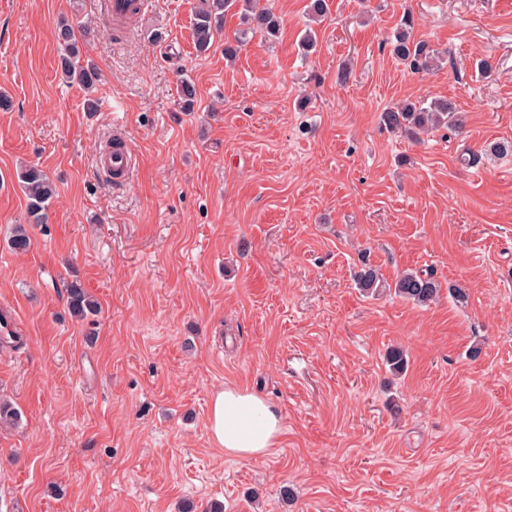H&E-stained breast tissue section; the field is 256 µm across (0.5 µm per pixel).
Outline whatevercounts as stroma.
<instances>
[{
    "mask_svg": "<svg viewBox=\"0 0 512 512\" xmlns=\"http://www.w3.org/2000/svg\"><path fill=\"white\" fill-rule=\"evenodd\" d=\"M143 2L116 38L105 0H0V311L24 338L0 347L20 413L0 425V512H512V154L486 151L512 141V0H330L318 23L309 0H264L278 37L232 62L237 11L200 53L197 0ZM407 10L438 69L392 57ZM62 17L87 26L97 111L57 69ZM436 98L461 131L380 122ZM117 131L135 159L120 184L97 165ZM25 164L57 196L17 253ZM365 261L390 282L433 271L468 302L364 296ZM74 281L96 317L71 315ZM226 387L278 411L271 456L214 444Z\"/></svg>",
    "mask_w": 512,
    "mask_h": 512,
    "instance_id": "stroma-1",
    "label": "stroma"
}]
</instances>
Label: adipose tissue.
<instances>
[{"mask_svg":"<svg viewBox=\"0 0 512 512\" xmlns=\"http://www.w3.org/2000/svg\"><path fill=\"white\" fill-rule=\"evenodd\" d=\"M209 429L226 455L264 458L276 445L281 421L277 410L263 398L227 387L212 396Z\"/></svg>","mask_w":512,"mask_h":512,"instance_id":"ef3b65f1","label":"adipose tissue"}]
</instances>
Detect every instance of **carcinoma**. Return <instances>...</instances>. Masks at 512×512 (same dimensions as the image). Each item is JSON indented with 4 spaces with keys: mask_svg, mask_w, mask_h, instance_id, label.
<instances>
[{
    "mask_svg": "<svg viewBox=\"0 0 512 512\" xmlns=\"http://www.w3.org/2000/svg\"><path fill=\"white\" fill-rule=\"evenodd\" d=\"M241 7V16L247 28L241 30L234 40L224 43V55L235 58L248 34L261 33L273 36L279 31V20L273 11L255 0H198L194 14V33L198 49L206 51L214 37L224 24V16L234 7ZM414 17L410 12L402 15L399 24L390 39L391 53L405 67L414 73L431 69L437 62V53L429 44L414 36ZM55 37L58 46V68L62 78L78 84L86 90H92L100 80L96 66L84 59V43L76 35L75 25L68 20H60L55 25ZM181 99L183 108L191 110L197 100L194 83L186 78L181 81ZM382 120L393 131H401L412 137L429 133L439 128L458 129L461 118L456 104L450 99H436L429 105L401 104L386 109ZM19 182L27 201L29 223L43 224L47 211L57 195L54 182L44 170L29 165L21 170ZM30 237L25 225L15 227L10 247L25 252L30 247ZM355 284L367 297L393 295L416 305L426 306L436 301L442 290L441 283L431 273L419 271L405 272L392 283L385 282L379 271L372 265H364L355 273ZM68 307L78 318L97 315L99 306L78 283L68 286ZM385 363L394 375L401 374L407 367V356L400 348H392L385 355Z\"/></svg>",
    "mask_w": 512,
    "mask_h": 512,
    "instance_id": "cac0c4a2",
    "label": "carcinoma"
}]
</instances>
